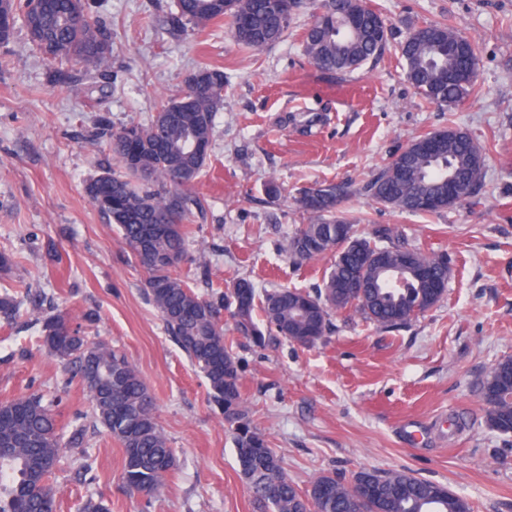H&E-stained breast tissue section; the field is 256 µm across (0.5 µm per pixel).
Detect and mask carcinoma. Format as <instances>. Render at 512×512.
I'll list each match as a JSON object with an SVG mask.
<instances>
[{"label":"carcinoma","mask_w":512,"mask_h":512,"mask_svg":"<svg viewBox=\"0 0 512 512\" xmlns=\"http://www.w3.org/2000/svg\"><path fill=\"white\" fill-rule=\"evenodd\" d=\"M312 21L302 36L305 56L316 68L352 72L377 59L387 45V28L365 0H313ZM307 0H174L171 22L201 31L224 20L235 42L261 53L279 42ZM10 40L22 22L33 46L60 65L96 73L112 56V33L93 21L85 0H38L22 5L0 0ZM406 81L441 109L457 106L476 91L479 58L473 42L445 24L413 29L401 44ZM224 71L200 68L192 85L160 101L149 123L118 128L101 118L112 154L124 173L105 172L86 193L108 223L115 225L135 262L147 274L150 301L166 330L204 374L209 402L232 433L240 472L258 512H470L448 487L406 469H364L376 493L366 499L361 484L322 475L305 490L288 477L281 457L252 420L241 391L234 337L263 347L279 336L301 346L326 340L330 314L351 311L384 330L408 325L438 305L444 292H428L416 275L427 266L448 283L451 258L416 247L396 224H380L367 236L341 208L362 191L375 205L400 213L435 214L473 205L484 183L485 158L470 136L441 129L413 140L360 189L347 180L321 183L296 199L310 223L288 240L298 265L332 255L322 285L314 292L275 288L258 292L247 278L205 298L182 273L189 262L187 241L196 197L186 192L209 158L217 112L224 108ZM138 138L130 153L126 137ZM458 194L448 200V178ZM363 278L369 287L342 293L341 285ZM232 320L224 332L223 313ZM41 341L48 352L75 365L88 389L92 415L123 447L124 478L133 494L153 496L176 467V455L159 425L156 406L126 356L90 343L65 314L42 318ZM488 426L512 434V357L498 361L481 387ZM75 427L62 441L49 405L38 395L0 404V512H56L51 475L61 449L83 443Z\"/></svg>","instance_id":"cac0c4a2"}]
</instances>
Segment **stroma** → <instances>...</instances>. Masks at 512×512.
I'll return each mask as SVG.
<instances>
[{"label":"stroma","mask_w":512,"mask_h":512,"mask_svg":"<svg viewBox=\"0 0 512 512\" xmlns=\"http://www.w3.org/2000/svg\"><path fill=\"white\" fill-rule=\"evenodd\" d=\"M112 32L104 72H70L15 27L0 44V252L11 255L0 292L20 302L0 316V403L30 394L52 403L61 433L83 421L53 476L57 512L90 497L111 512H256L234 442L207 381L169 336L146 293V275L90 202L87 184L115 169L101 118L149 122L201 67L228 80L185 264L197 292L250 278L259 289L314 290L325 261L301 266L288 239L307 218L294 204L316 183L363 186L412 140L442 128L468 133L485 154L482 201L440 214L395 213L365 195L349 203L362 232L396 224L424 250L447 253L452 274L436 307L405 327L379 330L331 315L326 342L236 339L242 392L253 418L308 487L320 475L353 480L363 469L406 468L447 486L471 512H512V435L492 431L482 382L512 355V0H366L388 27L380 58L327 73L305 58L300 30L262 53L239 46L224 22L189 34L172 25V0H88ZM473 40L477 90L458 108L426 102L403 75L400 44L425 23ZM275 181L278 198H268ZM63 313L89 341L124 353L150 390L177 457L160 493L130 494L123 449L95 422L79 378L41 345L39 316Z\"/></svg>","instance_id":"35a3bbf8"}]
</instances>
